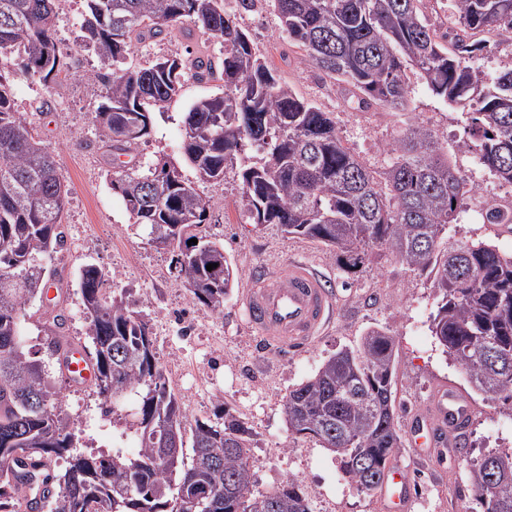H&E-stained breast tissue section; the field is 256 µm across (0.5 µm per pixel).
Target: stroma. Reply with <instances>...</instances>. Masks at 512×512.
I'll list each match as a JSON object with an SVG mask.
<instances>
[{"instance_id": "obj_1", "label": "stroma", "mask_w": 512, "mask_h": 512, "mask_svg": "<svg viewBox=\"0 0 512 512\" xmlns=\"http://www.w3.org/2000/svg\"><path fill=\"white\" fill-rule=\"evenodd\" d=\"M85 11L84 0H60L56 42L74 74L65 93L54 94L14 64L0 68L15 110L24 114L31 132L54 152L70 189L63 219L66 244L50 259L60 285L50 288L49 300L27 303L24 334L27 350L35 352L46 380L57 393L59 412L71 423L74 445L95 454L130 456L136 451L133 440L125 436L124 421L104 416L93 389L69 383L56 361L42 350L45 337L55 330L52 318L59 313L67 319L66 336L76 344H86L87 320L78 279L81 269L92 264L112 275L114 290H131L136 311L151 328L163 370L182 365L180 375H170L168 383L181 397L188 421L215 420L228 406L251 428L253 492H269L292 479L308 493L312 512H383L381 494L361 491L345 478L335 454L315 440L290 435L283 398L338 348L353 344L372 327L389 328L399 345L395 393L398 429H405L412 411L428 407L441 387L451 384L467 389V374L429 330L437 303L429 277L378 250L363 267L348 272L316 241L288 235L277 224L242 220L237 205L238 180L230 169L223 183H202L198 190L212 203L202 233L208 239L223 241L225 254L238 270L239 283L221 313L199 304L185 286L176 252L154 242L147 227L131 222L110 184L108 151L94 126L101 85L89 78L99 61L79 39ZM241 24L283 81L299 96L332 113L340 134L370 168L385 166L389 157L384 147L415 123L435 132L447 147L452 164L467 176L475 175V153L462 146L467 138V114L433 96L418 74L410 76L408 111L384 106L363 111L342 83L299 64L301 52L288 49L286 35L271 7L264 5L244 14ZM204 46L214 54L223 50L218 40L197 32L189 39L177 36L137 49L134 61L144 65L162 55H182ZM220 91L219 83L198 84L184 79L173 99L154 113L151 132L138 146L143 159L171 161L185 178L195 179L196 172L181 150L184 117L195 101ZM484 181L483 194L472 199L468 211L449 226L445 244L453 248L486 241L510 254L512 232L476 219L477 212L504 187L489 174ZM294 259L311 263L332 285L334 318L298 354L285 358L258 352L255 334L243 314V294L253 271L264 265L283 270ZM472 402L475 412L466 443L455 454L443 449L437 459L421 460L409 446L400 448L397 462L412 482L410 512H478L480 505L469 479L470 464L484 449L512 448V406L487 402L478 395ZM283 448L288 449V456H280Z\"/></svg>"}]
</instances>
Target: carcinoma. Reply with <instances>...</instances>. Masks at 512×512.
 <instances>
[{"mask_svg": "<svg viewBox=\"0 0 512 512\" xmlns=\"http://www.w3.org/2000/svg\"><path fill=\"white\" fill-rule=\"evenodd\" d=\"M58 0H0V60L17 56L23 73L60 95L72 73L57 53ZM82 40L100 60L92 80L105 94L95 120L110 151L112 189L135 224L156 243L179 249L177 262L194 298L220 313L237 285L224 244L199 241L211 201L164 159L132 155L161 109L189 76L224 82V92L195 101L183 122L182 150L203 183L237 169L238 204L252 224H278L315 240L352 267L382 249L426 273L438 298L430 331L466 369L484 400L512 403V254L487 242L441 249L457 221L469 178L448 159L435 133L413 124L389 145L381 170L370 169L340 135L332 113L300 97L259 53L242 14L262 0H86ZM302 51L301 63L348 85L358 108L406 110L408 73L435 97L470 114L469 139L479 162L512 183V67L482 75L472 65L486 48L480 33L512 35V0H452L457 30L440 33L422 0H268ZM189 21L224 44V57L203 48L128 66L139 46L169 41ZM453 50H448V43ZM140 135L130 137L129 127ZM53 152L30 132L0 79V512L25 504L51 512H310L308 496L289 479L251 493L247 459L252 432L230 409L224 422L187 427L182 403L155 357L148 324L127 292L116 293L94 265L80 273L94 385L104 415L145 390L128 430L133 458L85 454L73 446L56 392L25 352V304L42 295L55 272L46 259L63 247L69 189ZM216 263L209 271L206 266ZM44 345L54 358L72 345L58 332ZM398 350L390 329H368L289 390L288 431L336 454L358 488L379 489L401 448L393 387ZM191 430L192 461L184 463ZM482 512H512V451L489 450L472 463Z\"/></svg>", "mask_w": 512, "mask_h": 512, "instance_id": "carcinoma-1", "label": "carcinoma"}]
</instances>
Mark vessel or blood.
Here are the masks:
<instances>
[{"instance_id":"vessel-or-blood-1","label":"vessel or blood","mask_w":512,"mask_h":512,"mask_svg":"<svg viewBox=\"0 0 512 512\" xmlns=\"http://www.w3.org/2000/svg\"><path fill=\"white\" fill-rule=\"evenodd\" d=\"M335 296L326 280L307 262L295 261L286 272L262 270L245 296L243 312L257 332L260 350L288 355L305 349L330 322ZM68 379L91 384L95 368L80 348H72L63 364ZM468 401L453 387L440 389L427 411L414 413L408 430L409 445L419 456L435 448L452 447L456 435L470 420ZM387 512H409L410 482L402 467L390 470L384 482Z\"/></svg>"}]
</instances>
